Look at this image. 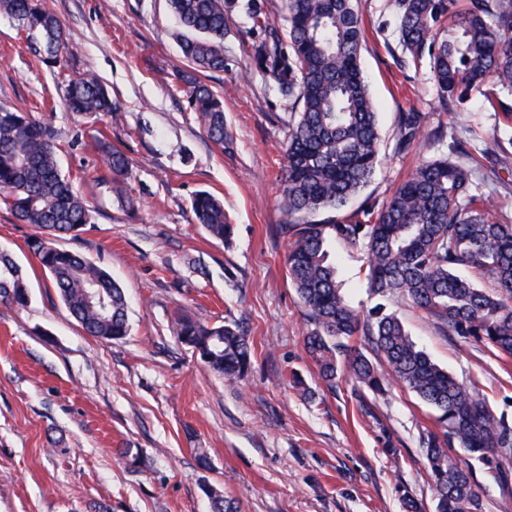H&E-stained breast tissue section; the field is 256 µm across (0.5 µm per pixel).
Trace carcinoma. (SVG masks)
<instances>
[{"instance_id": "cac0c4a2", "label": "carcinoma", "mask_w": 512, "mask_h": 512, "mask_svg": "<svg viewBox=\"0 0 512 512\" xmlns=\"http://www.w3.org/2000/svg\"><path fill=\"white\" fill-rule=\"evenodd\" d=\"M179 48L193 70L178 76L199 126L216 146L229 134L224 97L196 74L222 72L224 37L233 14L243 9L253 34L252 62L299 109L288 123L286 165L278 180L283 210L299 220L277 233L290 241L287 271L311 329L306 351L320 377L336 388L338 371L358 389L385 393L395 379L435 409L443 431L424 433L421 443L435 491V512H484L474 489V463L508 488L512 476V427L475 388L439 367L409 336L399 307L418 309L441 335L473 338L512 355V217L478 179L491 150L467 124L462 141L450 136L448 154L422 162L382 204H364L336 220L370 181L380 162L379 116L361 68L363 19L357 0H285L287 28L269 20L259 0H169ZM402 51L426 63L443 109L472 94L512 123V0H395ZM0 13L25 34L31 61L66 71L67 34L39 0H0ZM68 108L101 116L116 109L97 74L65 80ZM426 117L401 112L394 150L407 151L424 136ZM102 180L120 197L128 158L105 135L96 140ZM53 131L30 110L0 108V203L22 224L41 230L28 248L49 275L70 315L89 335L116 341L129 332L123 287L83 255L59 241L94 223L73 177L62 174ZM197 223L215 240L231 235L224 203L208 191L191 200ZM332 239L366 253L369 288L378 302L360 311L345 298L327 250ZM0 298L25 306L24 276L0 254ZM174 337L200 351L206 366L234 384L251 366L252 348L238 327H211L188 315L172 325ZM361 337L375 354L346 344ZM213 512H240L241 505L207 490Z\"/></svg>"}]
</instances>
